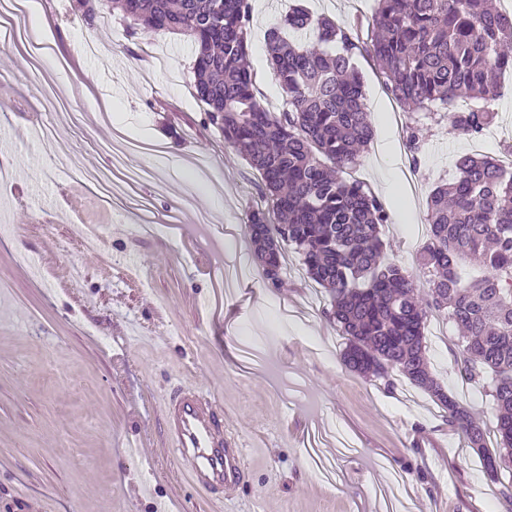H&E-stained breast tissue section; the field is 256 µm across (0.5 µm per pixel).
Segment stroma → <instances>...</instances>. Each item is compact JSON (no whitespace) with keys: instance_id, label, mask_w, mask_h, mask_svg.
I'll return each instance as SVG.
<instances>
[{"instance_id":"stroma-1","label":"stroma","mask_w":512,"mask_h":512,"mask_svg":"<svg viewBox=\"0 0 512 512\" xmlns=\"http://www.w3.org/2000/svg\"><path fill=\"white\" fill-rule=\"evenodd\" d=\"M38 0L0 47V512H512L466 436L401 374L350 371L330 297L287 256L268 288L245 235L263 182L208 124L193 95L192 41L127 34L96 0ZM374 0H263L248 46L265 109L284 93L267 68L266 32L293 8L366 30ZM374 135L350 176L380 199L385 261L415 270L427 198L466 154L512 144V74L480 137L424 120L419 164L409 114L373 61L357 56ZM109 96L159 146L95 120ZM393 141L397 161L382 159ZM416 212L400 223L393 196ZM453 326L428 315L426 357L448 395L496 440V411L465 384ZM215 399L245 449L240 488L217 499L180 468L162 406L182 386Z\"/></svg>"}]
</instances>
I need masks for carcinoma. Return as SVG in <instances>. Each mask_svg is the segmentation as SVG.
Returning a JSON list of instances; mask_svg holds the SVG:
<instances>
[{"instance_id": "cac0c4a2", "label": "carcinoma", "mask_w": 512, "mask_h": 512, "mask_svg": "<svg viewBox=\"0 0 512 512\" xmlns=\"http://www.w3.org/2000/svg\"><path fill=\"white\" fill-rule=\"evenodd\" d=\"M375 2L364 38L302 8L267 31L268 67L285 94L282 110L269 112L256 99L248 61L250 0H115L131 30L192 38L193 87L206 119L264 184L267 205L248 213L246 233L268 285L281 287L284 249L292 248L330 294L328 316L348 336L345 364L386 381L396 371L430 392L490 475L509 473L502 495L512 502V167L490 156L457 159L456 178L428 198L431 241L416 274L383 261L389 216L363 183L344 178L373 137L356 55L367 54L393 98L414 106L408 141L417 164L421 119L446 118L473 137L494 123L487 107L435 108L499 96V74L512 69V19L490 0ZM467 260L486 274L465 284L459 267ZM432 311L461 330L453 339L461 379L489 378L493 451L479 419L430 375L424 326Z\"/></svg>"}]
</instances>
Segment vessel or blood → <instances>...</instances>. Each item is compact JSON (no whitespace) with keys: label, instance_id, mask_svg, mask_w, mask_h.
I'll return each mask as SVG.
<instances>
[{"label":"vessel or blood","instance_id":"b4317fda","mask_svg":"<svg viewBox=\"0 0 512 512\" xmlns=\"http://www.w3.org/2000/svg\"><path fill=\"white\" fill-rule=\"evenodd\" d=\"M164 424L193 483L212 492L232 494L244 479L245 450L225 433L211 396L199 390L182 392L167 404Z\"/></svg>","mask_w":512,"mask_h":512}]
</instances>
